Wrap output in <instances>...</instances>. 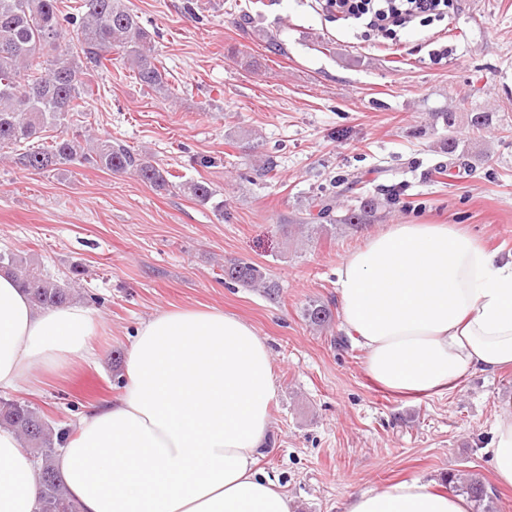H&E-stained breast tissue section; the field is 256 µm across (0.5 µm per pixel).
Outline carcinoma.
Here are the masks:
<instances>
[{
	"label": "carcinoma",
	"instance_id": "1",
	"mask_svg": "<svg viewBox=\"0 0 512 512\" xmlns=\"http://www.w3.org/2000/svg\"><path fill=\"white\" fill-rule=\"evenodd\" d=\"M61 4L62 0H0V150H12V162L39 173L83 160L112 173L132 170L142 181L166 188L168 172L147 155L110 136L89 138L75 133L67 124L70 113L81 111L89 92L88 76L107 68L114 52L130 64L144 86L164 85L165 73L154 53L151 35L124 0H73L67 10ZM66 24L72 27L75 38L63 46L59 39ZM50 52L58 56L44 74L41 58ZM455 124V115L446 114L448 137L440 141V149L451 163L466 170L470 168L465 160L470 147L456 134ZM49 128L56 134L46 137L43 132ZM340 183L355 194V205L337 217L331 199L317 197L302 225L322 229L334 223L368 224L382 203L393 202L400 190L393 184L381 196L365 194L354 173L341 178ZM184 188L203 204L217 195L205 182L187 183ZM0 266L7 268L39 308L69 303L75 295L76 281L55 278L30 256L4 252ZM224 276L244 286H259L269 296L278 293L249 262L229 263L224 266ZM305 317L312 325L323 327L332 315L326 305L313 301L305 309ZM0 426L15 430L41 461L40 512H76L53 467L57 448L63 445L69 429L55 426L31 404L14 400L0 401ZM446 484L468 494L482 512H494V493L479 475L462 480L450 472Z\"/></svg>",
	"mask_w": 512,
	"mask_h": 512
}]
</instances>
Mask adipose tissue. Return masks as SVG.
Masks as SVG:
<instances>
[{"label": "adipose tissue", "instance_id": "obj_1", "mask_svg": "<svg viewBox=\"0 0 512 512\" xmlns=\"http://www.w3.org/2000/svg\"><path fill=\"white\" fill-rule=\"evenodd\" d=\"M346 335L380 388L410 397L512 368V255L458 224H389L337 270ZM99 320L79 302L36 307L0 272V392L39 390L37 373L90 359ZM278 395L270 350L248 321L214 307L141 321L121 393L91 405L54 460L78 512H293L257 460ZM512 486V412L487 450ZM39 464L0 427V512H39ZM341 512H472L419 479L348 494Z\"/></svg>", "mask_w": 512, "mask_h": 512}]
</instances>
